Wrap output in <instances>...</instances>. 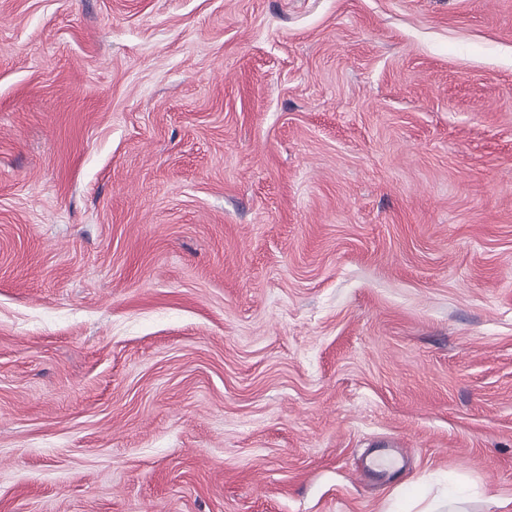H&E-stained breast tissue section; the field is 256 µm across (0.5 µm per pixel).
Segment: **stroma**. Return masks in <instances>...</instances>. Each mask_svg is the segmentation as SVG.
Masks as SVG:
<instances>
[{
  "mask_svg": "<svg viewBox=\"0 0 512 512\" xmlns=\"http://www.w3.org/2000/svg\"><path fill=\"white\" fill-rule=\"evenodd\" d=\"M451 483L512 512V0H0V512Z\"/></svg>",
  "mask_w": 512,
  "mask_h": 512,
  "instance_id": "35a3bbf8",
  "label": "stroma"
}]
</instances>
